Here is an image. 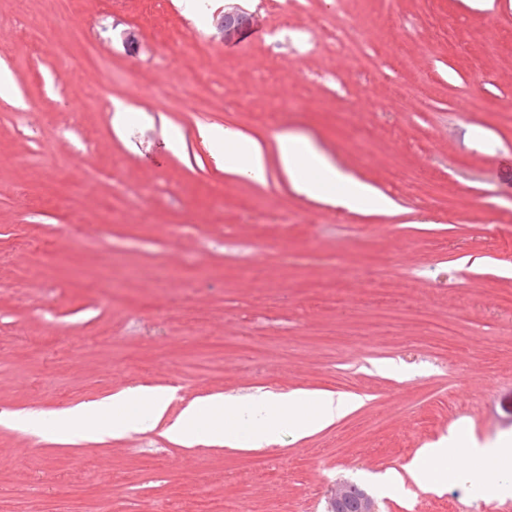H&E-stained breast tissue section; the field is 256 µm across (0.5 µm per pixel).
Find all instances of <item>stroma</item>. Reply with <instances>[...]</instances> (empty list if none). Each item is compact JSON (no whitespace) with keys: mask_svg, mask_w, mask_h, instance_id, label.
Listing matches in <instances>:
<instances>
[{"mask_svg":"<svg viewBox=\"0 0 512 512\" xmlns=\"http://www.w3.org/2000/svg\"><path fill=\"white\" fill-rule=\"evenodd\" d=\"M226 0H0V512L92 490L120 512H195L205 496L239 512H324L346 479L402 469L452 434L512 433V0H307L253 10L221 39ZM372 13L371 65L326 38L336 12ZM83 28L97 62L59 57L50 33ZM423 88L399 116L398 85ZM478 96L474 112L459 108ZM128 108L115 125V106ZM353 113L351 125L341 109ZM222 124L274 145L308 140L337 168L389 197L362 212L300 194L270 160L265 182L224 173L197 135ZM177 130L184 148H167ZM399 152L439 197L413 194L388 163ZM120 193L125 222L106 206ZM384 288L323 281L363 261ZM429 311L450 337L377 327L385 310ZM374 327L336 345L330 333ZM234 334L246 349L208 369L196 342ZM83 351L72 355L73 342ZM136 387L173 391L170 415L221 394L330 391L363 406L296 439L281 432L250 473L246 451L183 447L160 430L66 440L13 427ZM381 512H512L452 483L378 495Z\"/></svg>","mask_w":512,"mask_h":512,"instance_id":"35a3bbf8","label":"stroma"}]
</instances>
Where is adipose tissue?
<instances>
[{
  "label": "adipose tissue",
  "instance_id": "ef3b65f1",
  "mask_svg": "<svg viewBox=\"0 0 512 512\" xmlns=\"http://www.w3.org/2000/svg\"><path fill=\"white\" fill-rule=\"evenodd\" d=\"M198 136L209 145L216 167L242 178L263 179L266 151L260 140L218 124L199 126ZM277 148L283 172L301 194L323 199L337 186L341 204L349 209L383 211L390 207L386 195L342 172L306 140L282 134ZM170 401L167 392L133 388L70 407L50 422L35 415L20 417L19 422L33 433L59 437L72 436L78 428L87 439L103 434L123 436L161 424L165 436L187 447L225 445L261 452L277 443L281 427H288L300 439L334 425L362 404L357 395L333 392L266 393L247 403L215 395L188 403L171 420L167 417ZM420 455V461L411 462L404 473H392L390 482L400 484L408 478L419 487L440 491L453 474L481 494L500 500L512 497V482L483 478L485 469L500 472L512 467L511 438H502L494 448H469L464 462L453 469L448 466L447 449L425 448Z\"/></svg>",
  "mask_w": 512,
  "mask_h": 512
}]
</instances>
